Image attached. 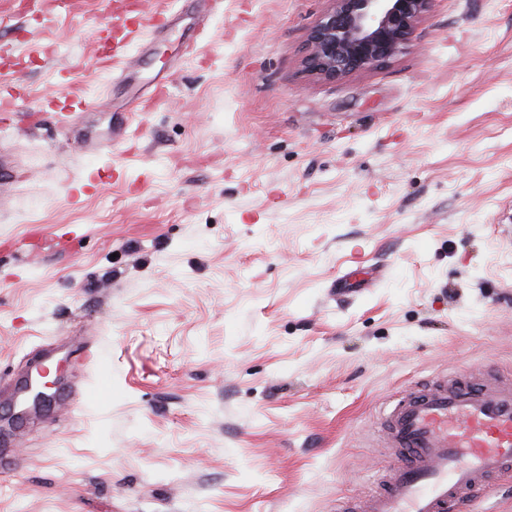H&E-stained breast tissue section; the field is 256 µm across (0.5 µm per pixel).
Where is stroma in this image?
<instances>
[{"label": "stroma", "instance_id": "1", "mask_svg": "<svg viewBox=\"0 0 512 512\" xmlns=\"http://www.w3.org/2000/svg\"><path fill=\"white\" fill-rule=\"evenodd\" d=\"M223 2L208 61L139 113L126 182L72 203L56 173L95 157L48 122L20 141L0 368L51 350L87 395L0 428V512H337L393 462L389 400L512 380V0H432L400 53L337 81L303 64L331 0ZM109 21L105 0H0V38L28 24L55 51L48 69L0 49V67L34 103L94 91ZM64 228L71 249L16 248ZM381 274L378 267L373 268L365 275H354L349 272L336 280V296L350 298L371 288Z\"/></svg>", "mask_w": 512, "mask_h": 512}]
</instances>
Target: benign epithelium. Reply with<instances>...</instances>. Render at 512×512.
Listing matches in <instances>:
<instances>
[{"label": "benign epithelium", "mask_w": 512, "mask_h": 512, "mask_svg": "<svg viewBox=\"0 0 512 512\" xmlns=\"http://www.w3.org/2000/svg\"><path fill=\"white\" fill-rule=\"evenodd\" d=\"M312 29L304 64L336 80L396 56L428 11L430 0H332Z\"/></svg>", "instance_id": "benign-epithelium-1"}]
</instances>
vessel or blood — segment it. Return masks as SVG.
<instances>
[{
  "label": "vessel or blood",
  "mask_w": 512,
  "mask_h": 512,
  "mask_svg": "<svg viewBox=\"0 0 512 512\" xmlns=\"http://www.w3.org/2000/svg\"><path fill=\"white\" fill-rule=\"evenodd\" d=\"M218 2L164 0L146 19L140 15V0H110L116 22L98 33L106 55L97 63L109 89L122 86L130 70H148L155 42L187 13L194 16L195 27L182 40L181 58L196 56ZM173 83V71L151 73L145 88L133 97V107L151 110L167 97ZM24 96L16 79L0 80V141L23 137L31 126L32 115L20 106ZM111 108V97L88 100L70 94L65 102L52 104L50 118L70 135L85 113ZM141 135L126 118L113 126L108 138L85 140L88 153L103 158L104 165L71 187V195L93 193L103 179L119 173V149ZM379 276L376 268L364 275L345 274L336 281V294L356 296L373 287ZM380 431L395 456L392 467L365 500L344 502L339 512H465L492 479L512 474V381L476 384L460 374L422 385L385 406Z\"/></svg>",
  "instance_id": "obj_1"
}]
</instances>
